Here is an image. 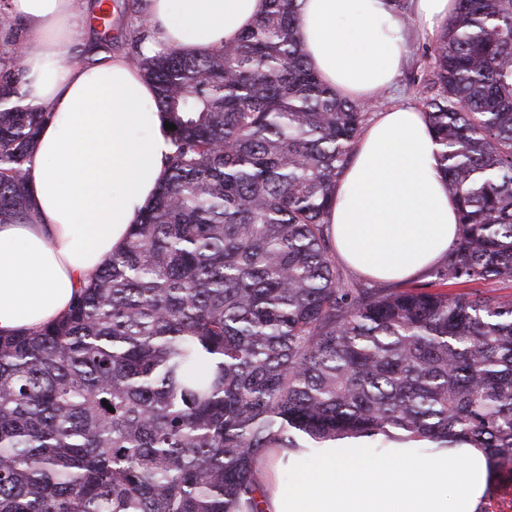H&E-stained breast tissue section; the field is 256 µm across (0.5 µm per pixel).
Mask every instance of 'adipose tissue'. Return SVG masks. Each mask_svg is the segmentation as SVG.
<instances>
[{
  "label": "adipose tissue",
  "mask_w": 512,
  "mask_h": 512,
  "mask_svg": "<svg viewBox=\"0 0 512 512\" xmlns=\"http://www.w3.org/2000/svg\"><path fill=\"white\" fill-rule=\"evenodd\" d=\"M309 65L340 95L368 100L391 86L406 54L405 25L385 0H299ZM34 40L26 102L54 115L26 166L34 221L0 224V333L63 316L79 288L122 248L166 177L169 132L155 90L126 59L73 65L65 51L87 14L79 0H9ZM457 0H416L414 23L439 33ZM150 47L200 51L234 40L266 0H142ZM420 110L377 113L361 134L327 221L333 247L364 277L406 282L441 264L457 237L455 203L437 172ZM300 448L258 458L263 512H471L485 461L444 448L321 449L314 473L293 469Z\"/></svg>",
  "instance_id": "1"
}]
</instances>
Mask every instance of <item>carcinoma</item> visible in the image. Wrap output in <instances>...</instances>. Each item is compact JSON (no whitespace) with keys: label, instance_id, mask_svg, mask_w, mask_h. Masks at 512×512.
Wrapping results in <instances>:
<instances>
[{"label":"carcinoma","instance_id":"1","mask_svg":"<svg viewBox=\"0 0 512 512\" xmlns=\"http://www.w3.org/2000/svg\"><path fill=\"white\" fill-rule=\"evenodd\" d=\"M239 38L131 63L167 176L61 319L0 335V512H261L271 448H474L512 472V0H458L422 112L458 212L438 289L352 288L326 214L368 120L309 67L298 0ZM0 50V223L33 221L49 117ZM107 404H102V401ZM448 293L453 294H496V295H512V285L510 283H500L495 281H480L468 283L465 285H450L447 288Z\"/></svg>","mask_w":512,"mask_h":512}]
</instances>
